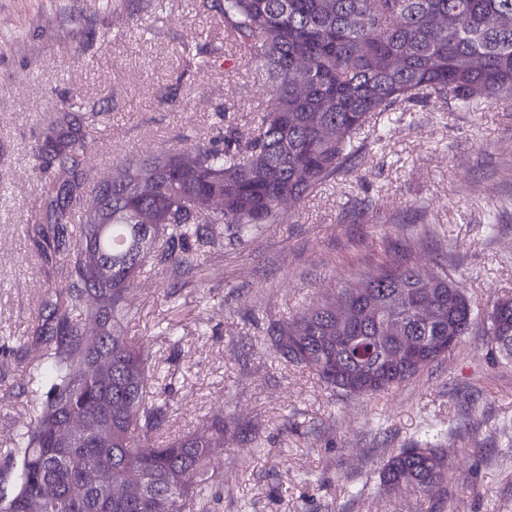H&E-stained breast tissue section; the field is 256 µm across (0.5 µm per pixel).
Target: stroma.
Here are the masks:
<instances>
[{"label": "stroma", "mask_w": 512, "mask_h": 512, "mask_svg": "<svg viewBox=\"0 0 512 512\" xmlns=\"http://www.w3.org/2000/svg\"><path fill=\"white\" fill-rule=\"evenodd\" d=\"M204 44L212 66L188 65ZM269 95L224 38L214 0H0V446L33 398L25 369L47 289L61 280L33 239L47 223L34 147L64 112H105L85 192L133 156L207 141L218 109L249 125ZM363 139L374 138L365 129ZM396 260L447 268L474 303L448 358L387 392L346 396L279 358L269 327L322 290ZM512 297V103L395 113L380 145L280 224L145 270L128 335L169 371L181 434L223 414L214 512H512V362L488 350L486 314ZM179 349H172L170 336ZM432 438L448 478L388 494V457Z\"/></svg>", "instance_id": "35a3bbf8"}]
</instances>
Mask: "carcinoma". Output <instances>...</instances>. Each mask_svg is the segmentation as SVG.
<instances>
[{
	"label": "carcinoma",
	"mask_w": 512,
	"mask_h": 512,
	"mask_svg": "<svg viewBox=\"0 0 512 512\" xmlns=\"http://www.w3.org/2000/svg\"><path fill=\"white\" fill-rule=\"evenodd\" d=\"M220 10L224 35L274 90L252 126L225 120L221 109L208 142L125 160L95 188L111 189L102 216L80 188L99 113L63 119L35 147L38 160L59 162L46 196L53 222L37 236L65 281L50 289L36 329L41 358L27 373L34 405L3 453L13 487L0 490V512H209L208 465L224 448V417L158 439L173 400L161 398L151 352L125 334L145 268L188 266L275 223L364 148L362 130L384 129L394 112L512 99V0H220ZM421 292L427 319L413 313ZM339 300L350 319L337 315ZM374 303L395 312L382 343L374 339L382 321L367 312ZM488 320L491 353L512 360V298L498 300ZM472 324L471 301L448 271L391 263L368 287L351 283L274 328L270 340L327 386L373 395L420 371L399 357L397 337L425 342L427 367ZM342 328L359 340L336 347ZM430 336L450 337L446 350L428 349ZM101 364L110 365L105 378L96 374ZM445 472L444 449L402 448L383 464L380 483L427 493Z\"/></svg>",
	"instance_id": "1"
}]
</instances>
